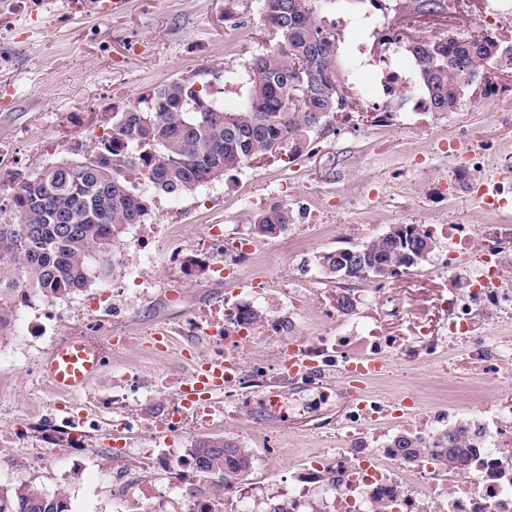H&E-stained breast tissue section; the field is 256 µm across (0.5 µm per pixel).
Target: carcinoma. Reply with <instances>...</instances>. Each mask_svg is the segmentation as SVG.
<instances>
[{"instance_id": "1", "label": "carcinoma", "mask_w": 512, "mask_h": 512, "mask_svg": "<svg viewBox=\"0 0 512 512\" xmlns=\"http://www.w3.org/2000/svg\"><path fill=\"white\" fill-rule=\"evenodd\" d=\"M259 0L277 46L255 56L234 108L211 98L207 86L173 80L112 116V129L76 158L62 159L14 183L8 215L0 210V339L16 320L13 294L58 298L110 275L127 229L149 216L150 191L173 198L224 179L268 155L288 159L311 134L328 129L330 115L346 103L333 86L345 85L336 38L318 21L343 0ZM430 112H450L464 94L462 76L512 62V47L492 35H450L412 46ZM305 81L309 103L288 107L293 84ZM290 223L288 208L275 205L253 218L265 236ZM435 241L416 224H397L373 240L323 256L326 272L340 279L389 278L417 267ZM467 426L443 435L444 464L457 467L471 452ZM188 455L204 496L224 486L225 473L245 474L249 453L226 438L196 441ZM0 512H69L61 493L32 484L0 485Z\"/></svg>"}]
</instances>
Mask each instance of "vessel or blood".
<instances>
[{
	"label": "vessel or blood",
	"mask_w": 512,
	"mask_h": 512,
	"mask_svg": "<svg viewBox=\"0 0 512 512\" xmlns=\"http://www.w3.org/2000/svg\"><path fill=\"white\" fill-rule=\"evenodd\" d=\"M105 359L104 352L75 336L54 348L42 366V373L56 392L72 395L88 386L99 374ZM223 390V368L208 364L202 371L189 374L179 398L188 404L196 400L198 393L215 395Z\"/></svg>",
	"instance_id": "vessel-or-blood-1"
}]
</instances>
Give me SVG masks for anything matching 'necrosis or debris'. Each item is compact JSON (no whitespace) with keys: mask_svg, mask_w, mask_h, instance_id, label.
Returning <instances> with one entry per match:
<instances>
[{"mask_svg":"<svg viewBox=\"0 0 512 512\" xmlns=\"http://www.w3.org/2000/svg\"><path fill=\"white\" fill-rule=\"evenodd\" d=\"M448 145L461 158L443 184L448 196L464 187L480 197L486 213L511 210L512 178L490 169L491 147L464 137ZM424 230L447 234L451 242L435 265L448 279L439 300L445 318L436 329L407 324L400 336L382 328L379 309L401 315L382 285L349 288L344 296L322 300L321 315L336 322L347 313L343 298H350L355 318L344 332L295 336L294 319L305 308L300 282L279 289L270 317L243 320V311L270 286L259 274L241 278L242 265L255 253L247 240L231 242L224 261L189 257L179 248L170 254L176 267L203 264L238 281L241 297L198 317L194 327L208 336L212 358L224 362L225 419L250 415L271 425L259 463L278 475L286 424L303 421L311 427L317 445L293 474L290 512H512V400L493 397L499 385L512 380V225L428 224ZM416 366L437 377L458 374L475 387L417 402L373 389V382L400 379ZM154 398L139 372L123 371L112 380L114 422L126 430L161 424L181 438L215 414L207 400L189 407L174 403L158 417L139 412V405ZM463 422L474 432L471 455L461 468L439 471L441 436ZM397 433L414 439L417 458L391 448ZM125 455L128 467L108 475L115 512H137L127 494L133 484L156 512H166L170 490L185 491L184 512H249L239 504L238 477L230 478L223 496L191 497L187 491L195 475L189 460L168 449L145 456L129 448Z\"/></svg>","mask_w":512,"mask_h":512,"instance_id":"obj_1","label":"necrosis or debris"}]
</instances>
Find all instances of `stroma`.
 <instances>
[{
    "mask_svg": "<svg viewBox=\"0 0 512 512\" xmlns=\"http://www.w3.org/2000/svg\"><path fill=\"white\" fill-rule=\"evenodd\" d=\"M483 13L484 0H458L455 9L430 15L413 8L391 16V32L416 40L451 33L470 36L477 34ZM278 40L263 21L258 0H129L127 11L115 17L62 0H0V172L18 179L94 144L111 128L113 113L173 79L209 85L216 99L233 106L240 90L225 81V74H244L252 56ZM364 52L373 65L347 80L352 92L349 120L332 118L327 133L295 161L271 157L180 198L154 195L151 221L168 226L169 232L140 270L151 288L149 295L105 323H89L91 302L117 287L135 293L121 263L110 277L61 299L63 317L51 324L47 335L31 336V314L18 313L11 336L0 340V420L27 423L25 447L52 448L56 441L51 432L63 427L64 416L93 419L82 444L90 466L71 475L67 460L60 459L22 474L1 458V483L34 482L52 491L66 474L70 512H113L112 487L96 467L104 449L117 457L125 446L170 444L182 455L194 440L229 438L240 427L250 433L254 448H264L263 425L228 421L220 414L191 438L175 441L162 432L127 431L112 424V411L103 399L112 391L113 372L135 368L148 381L159 372L175 378L188 375L193 362L184 357L185 346L203 356L209 341L203 335L185 341L183 331L201 313L223 307L234 296L230 285L206 272L171 265L173 243H183L191 254L213 252L212 225H223L231 237H249L256 212L284 205L293 210L294 225L277 237L257 239L262 269L273 278L289 267L294 278L326 291L338 281L324 272L320 260L325 253L361 245L364 237L353 232V225L378 235L396 224L486 223L467 193L448 201L436 192L439 180L449 177L455 164L437 148L438 138L467 132L496 146L499 169L512 165V128L496 122L495 105L483 97L480 82L465 91L468 107L444 115L417 112L412 89L418 76L408 72L389 101L388 122L379 123L369 111V98L379 93L391 66L382 41L367 43ZM418 158L424 167L410 179L392 176L393 168L412 165ZM329 224H347L351 230L338 239L326 233ZM447 289V278L427 261L386 282L388 294L426 326L438 323L439 297ZM161 328L169 333V346L155 354L146 343ZM73 336L87 338L108 352L109 360L95 380L69 397L45 382L41 365L56 344ZM113 336H127L131 342L114 354L108 343Z\"/></svg>",
    "mask_w": 512,
    "mask_h": 512,
    "instance_id": "stroma-1",
    "label": "stroma"
}]
</instances>
